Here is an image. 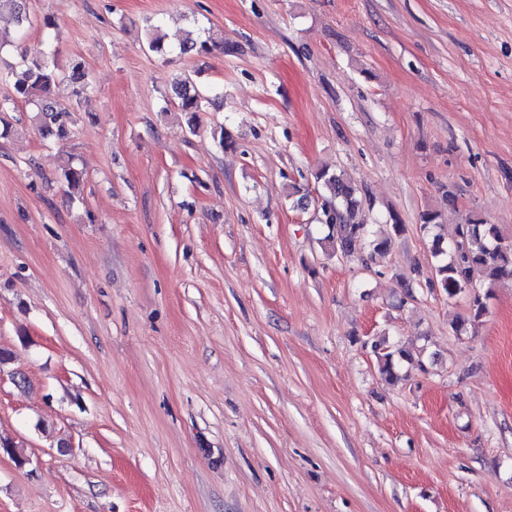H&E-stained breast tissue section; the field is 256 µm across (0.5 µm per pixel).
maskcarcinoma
Wrapping results in <instances>:
<instances>
[{"mask_svg": "<svg viewBox=\"0 0 512 512\" xmlns=\"http://www.w3.org/2000/svg\"><path fill=\"white\" fill-rule=\"evenodd\" d=\"M0 12L13 14L20 24H32L26 11V0H0ZM147 46L153 52L164 51L167 46L166 34L154 26L149 27ZM216 47H224V41L211 36L201 41L187 36L180 43V49L199 53H207ZM7 78L13 90L11 101L29 106L38 128L60 137L67 133L68 125L73 122L74 103L91 89L83 64L75 61L68 76V103L55 99L62 79L44 55L21 57L19 66L7 74ZM172 89L177 98L174 108L187 116L189 129L195 130L197 113L203 111L210 99L186 78L173 81ZM62 178L69 195L80 193L84 181L82 170L69 163L62 168ZM315 179L327 191L321 209L329 232L323 243L331 253L347 257L352 252V245L363 240L368 247L366 257L362 258L366 264L387 253L392 240L405 232V225L393 214L392 233L384 237L376 236L370 225L360 220L363 199L359 197V189L344 174L322 168L315 173ZM443 223L444 212L440 208H430L420 214L421 228L427 232ZM432 254L437 258L433 286L443 290L450 298L461 293L470 295L468 315L451 325L453 332L460 335L481 322L487 314L486 300L494 289L512 283V240L503 236L498 225L490 224L476 214H467L456 225L451 242H446L439 233L433 235ZM371 347L379 373L388 383L399 379L398 367L403 362L426 371V365L420 359L421 352L417 349L400 344L390 345L384 340L372 341Z\"/></svg>", "mask_w": 512, "mask_h": 512, "instance_id": "1", "label": "carcinoma"}]
</instances>
